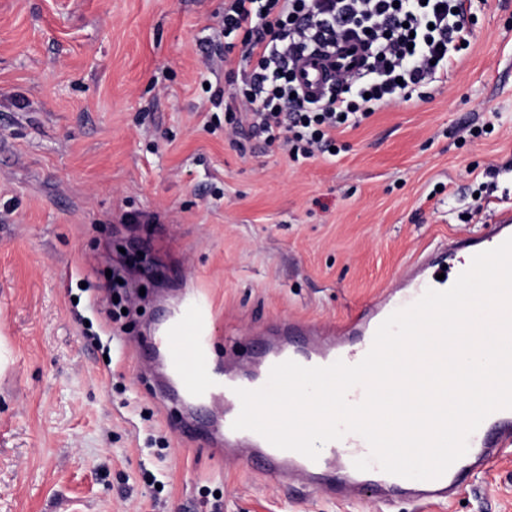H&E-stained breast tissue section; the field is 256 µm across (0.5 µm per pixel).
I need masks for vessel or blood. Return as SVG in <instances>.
<instances>
[{"instance_id":"b4317fda","label":"vessel or blood","mask_w":512,"mask_h":512,"mask_svg":"<svg viewBox=\"0 0 512 512\" xmlns=\"http://www.w3.org/2000/svg\"><path fill=\"white\" fill-rule=\"evenodd\" d=\"M354 56L337 54L335 59L305 56L297 63L299 80L308 94L321 96L330 83L332 63H354ZM494 231L488 235L469 236L458 241V248L478 254L502 244L512 237V205L496 209L492 220ZM448 263L447 250L437 247L416 259L402 277L400 289L407 295L399 300L376 298L355 310L342 325L339 336L328 344L319 343L315 331L296 321L282 320L268 347L260 357L263 374L241 381L228 379L225 371L208 367V352L212 342V318L208 304L200 297L186 296L172 317L158 331L153 341L150 370L160 377L175 379L186 398L207 404L216 414L223 429L225 459L257 460L262 474L276 479L285 487L301 483L314 484L317 492L336 500L355 495H368L388 500L397 495H410L424 502L453 499L463 489L462 473L486 462L493 449L512 444V409H499L489 414L468 438V450L439 478L431 480L407 479L384 472L379 465L361 472L355 469L356 459L370 455L367 441L359 434L349 432L340 440L325 444L322 455L310 460L304 455L281 450L261 435L249 430H234L233 421L241 410L236 388L258 389L268 377L266 371L275 364L298 358L299 349H307L303 366H327L335 361L354 365L370 350L379 325L393 312L413 305L423 294L424 274L429 267ZM203 370L202 381H188L185 369Z\"/></svg>"}]
</instances>
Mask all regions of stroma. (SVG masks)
<instances>
[{"label":"stroma","instance_id":"35a3bbf8","mask_svg":"<svg viewBox=\"0 0 512 512\" xmlns=\"http://www.w3.org/2000/svg\"><path fill=\"white\" fill-rule=\"evenodd\" d=\"M471 11L447 78L298 165L211 101L234 81L205 66L224 0H0V512H512V446L448 506L291 493L182 438V402L140 375L181 294L213 311L209 367L247 369L276 321L340 323L489 231L512 198V0Z\"/></svg>","mask_w":512,"mask_h":512}]
</instances>
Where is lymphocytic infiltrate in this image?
<instances>
[{"mask_svg":"<svg viewBox=\"0 0 512 512\" xmlns=\"http://www.w3.org/2000/svg\"><path fill=\"white\" fill-rule=\"evenodd\" d=\"M221 26L242 34L254 63L242 76L236 124L280 143L295 162L330 156L336 130L438 81L471 34L465 0H227ZM347 42L364 51L363 69H337L329 95L309 99L293 60Z\"/></svg>","mask_w":512,"mask_h":512,"instance_id":"obj_1","label":"lymphocytic infiltrate"}]
</instances>
